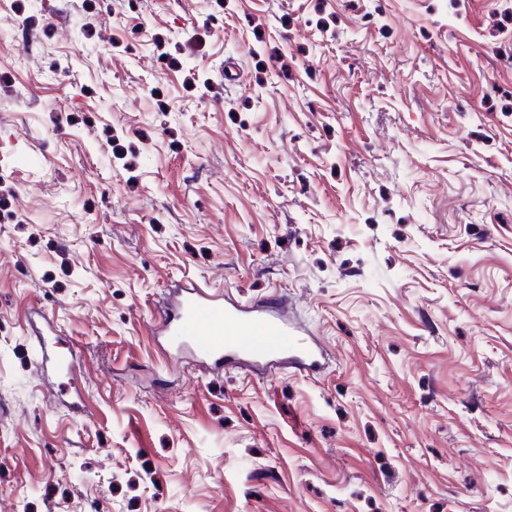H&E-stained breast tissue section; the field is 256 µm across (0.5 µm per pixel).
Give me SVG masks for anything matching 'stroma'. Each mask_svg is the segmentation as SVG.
Returning <instances> with one entry per match:
<instances>
[{
    "label": "stroma",
    "instance_id": "obj_1",
    "mask_svg": "<svg viewBox=\"0 0 512 512\" xmlns=\"http://www.w3.org/2000/svg\"><path fill=\"white\" fill-rule=\"evenodd\" d=\"M0 512H512V0H0ZM155 320L173 345L217 366L239 360L272 365L285 359L304 372L322 366L321 346L314 340L297 341L278 306L228 302L223 294L193 285Z\"/></svg>",
    "mask_w": 512,
    "mask_h": 512
}]
</instances>
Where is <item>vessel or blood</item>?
Segmentation results:
<instances>
[{"label":"vessel or blood","instance_id":"b4317fda","mask_svg":"<svg viewBox=\"0 0 512 512\" xmlns=\"http://www.w3.org/2000/svg\"><path fill=\"white\" fill-rule=\"evenodd\" d=\"M156 323L173 345L218 366L239 360L272 365L289 359L298 370L312 372L322 365L321 346L297 340L280 307L228 302L223 295L196 285L185 290L172 308L159 313ZM33 338L39 349L37 369L52 361L74 370V363L64 356L49 357L43 331H34Z\"/></svg>","mask_w":512,"mask_h":512}]
</instances>
